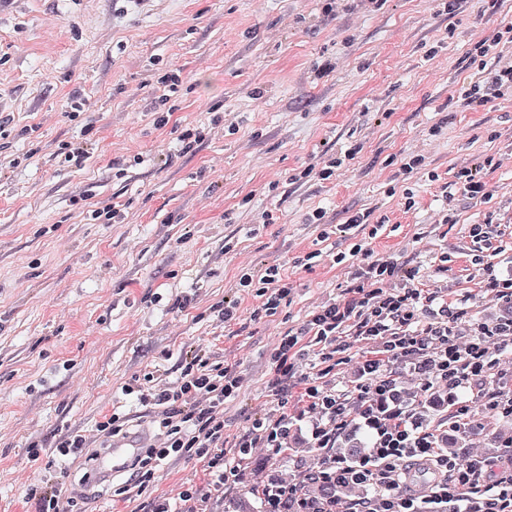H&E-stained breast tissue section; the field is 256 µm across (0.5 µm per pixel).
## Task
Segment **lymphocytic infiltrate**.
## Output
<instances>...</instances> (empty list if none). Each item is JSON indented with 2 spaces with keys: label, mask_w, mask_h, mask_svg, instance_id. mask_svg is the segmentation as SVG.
Masks as SVG:
<instances>
[{
  "label": "lymphocytic infiltrate",
  "mask_w": 512,
  "mask_h": 512,
  "mask_svg": "<svg viewBox=\"0 0 512 512\" xmlns=\"http://www.w3.org/2000/svg\"><path fill=\"white\" fill-rule=\"evenodd\" d=\"M466 59L472 77L450 91L449 103L464 111H476L512 96V24L493 38L473 42ZM156 83L159 93L153 99L152 112L155 127L162 129L173 117L184 81L179 70L170 69ZM70 116L84 118V136L60 143L57 153L68 165L81 168L96 144V120L81 102L71 103ZM238 130L234 116L214 114L208 125L181 127L180 151L192 152L205 139L233 135ZM324 217L323 209L316 208L305 214L304 221L321 225V240L334 236L346 243V250L334 253L332 260L337 264L354 261V277L359 284L350 299L324 303L297 332L279 334L273 354L275 383L280 393H287L294 360L313 345L328 349L347 327L375 340L378 348L358 366L366 383L359 388L365 403L357 416L370 437V446L353 461L333 458L316 472V479L335 482L340 489L364 490V497L354 501L351 512H512V472L484 485L480 479L491 468V460L474 455L459 463L444 454L429 434L419 432L412 412L397 406V384L387 377L385 369L386 360L391 359L402 367L421 370L427 387L470 388L490 377L499 354L512 352V317L473 324L472 339L459 343L455 328L460 312L448 304H437L435 296L417 288L414 270L404 269L390 256L373 258L361 244L353 242L352 229L369 223L370 211L349 212L346 221L336 225L325 223ZM393 279L399 280V289L383 293L384 282ZM237 288L260 297L259 312L272 316L290 295L292 284L282 266L268 265L243 268ZM422 302L432 306L434 317L424 326L417 317ZM182 359L183 370L175 382H158L149 372L141 382L124 388L125 394L136 395L142 404L155 408L158 444L148 449L130 474L133 486L141 490L153 482L164 462L185 456L203 460L207 484L219 486L238 474L235 463L224 453V404L238 396L243 378L236 366L210 364L202 349L186 351ZM300 397L309 410L327 420L326 425L317 424L312 429L315 447H332L340 428L338 420L349 410L348 400L313 383L303 387ZM287 438V413H269L255 418L252 431L237 441L235 454L243 460L260 446L279 449ZM413 457L432 461L447 472L446 478L434 483L429 495L420 498L398 491L404 463ZM26 500L33 503L34 512H83L80 500L48 480L28 488Z\"/></svg>",
  "instance_id": "f902f5d3"
}]
</instances>
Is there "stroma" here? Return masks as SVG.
Masks as SVG:
<instances>
[{
    "mask_svg": "<svg viewBox=\"0 0 512 512\" xmlns=\"http://www.w3.org/2000/svg\"><path fill=\"white\" fill-rule=\"evenodd\" d=\"M314 7L313 0H13L0 13V113L12 118L11 146L0 153V512L32 510L23 500L39 476L31 441L51 448L77 433L97 447L95 424L116 401L130 424H151L152 406L122 395V386L151 371L176 381L181 352L199 346L244 377L240 396L224 406V451L233 455L255 416L277 407L278 332L299 329L317 306L348 299L357 286L347 265L330 260L332 241L304 223L311 208H323L332 224L359 209L384 220L376 238L360 231L365 246L418 270L421 288L464 308L460 339L472 323L512 315V296L484 287L469 237L470 225L488 221L485 255L496 273L512 272V97L477 112L448 105L449 89L469 75L473 34L490 37L512 23V0H460L450 17L432 0H386L377 12L292 25ZM439 42V62L425 64ZM334 53L343 58L334 75L311 83L317 58ZM165 64L180 69L187 86L175 113L180 124L208 122V104L235 113L238 134L180 154L174 129L153 124L154 74ZM257 87L260 104L250 96ZM73 98L85 100L100 127L81 169L55 155L58 143L83 135L82 121L66 115ZM436 124L441 134L428 136ZM28 125L38 126L37 138L22 135ZM354 143L362 149L336 180L300 178L319 152ZM414 149L427 170L403 174L399 160ZM163 153L172 155L169 165L160 164ZM136 154L141 163L114 177L113 161ZM475 157L486 162L492 199L470 200L460 190L458 168ZM430 170L438 181H428ZM406 188L418 203L409 213ZM87 190L96 208L129 203L128 219L80 220L73 202ZM246 196L275 216L255 234L237 214ZM442 209L449 223H439ZM307 255L310 266H301ZM268 264L283 266L293 284L277 313L253 317L259 300L248 296L238 320L219 322L239 269ZM191 293L192 307L173 309ZM372 348L363 337H340L330 359L296 360L291 380L354 394L357 363ZM388 370L422 431L457 437L460 458L493 461L487 480L512 468L502 456L512 420L486 406L490 394H512V355L502 354L488 382L466 391L474 411L465 423L446 386L426 392L417 374L395 363ZM318 421L311 413L291 425L284 450L256 449L236 480L212 488L204 512H232L241 497L264 512V485L300 483L340 455L337 446L312 447ZM85 472V458L69 460L62 483L83 495L87 512H152L163 499L177 512L178 487L202 479L204 467L170 461L127 502L116 486L85 487Z\"/></svg>",
    "mask_w": 512,
    "mask_h": 512,
    "instance_id": "obj_1",
    "label": "stroma"
}]
</instances>
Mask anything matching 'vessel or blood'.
I'll list each match as a JSON object with an SVG mask.
<instances>
[{"mask_svg":"<svg viewBox=\"0 0 512 512\" xmlns=\"http://www.w3.org/2000/svg\"><path fill=\"white\" fill-rule=\"evenodd\" d=\"M155 440L148 432L138 431L117 436L108 446L100 449L93 459L86 481L99 485L125 475L131 463L142 457Z\"/></svg>","mask_w":512,"mask_h":512,"instance_id":"vessel-or-blood-1","label":"vessel or blood"}]
</instances>
